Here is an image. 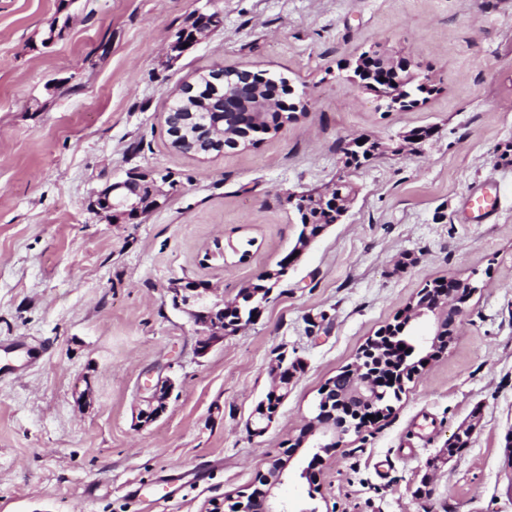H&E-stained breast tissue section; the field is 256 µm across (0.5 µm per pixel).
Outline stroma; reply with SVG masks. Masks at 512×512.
Wrapping results in <instances>:
<instances>
[{
	"label": "stroma",
	"instance_id": "1",
	"mask_svg": "<svg viewBox=\"0 0 512 512\" xmlns=\"http://www.w3.org/2000/svg\"><path fill=\"white\" fill-rule=\"evenodd\" d=\"M200 11L223 25L170 57ZM374 47L420 63L436 93L379 108L345 67ZM218 67L286 77L295 118L244 151L177 152L168 106ZM423 126L435 135L403 147ZM358 135L384 152L344 171ZM510 144L512 0H0V342L36 355L0 378V512H210L267 469L369 337L448 275L477 291L447 353L325 459L317 490L289 480L277 495L292 512H512ZM130 170L171 171L179 191L134 224L92 212L91 194ZM341 174L355 188L343 223L256 322L197 356L171 281L234 299L294 246L289 195ZM475 185L497 199L491 223L464 221ZM229 242L247 244L245 260L217 254ZM282 356L301 369L250 436ZM160 376L175 381L168 410L134 429ZM277 412H268L266 401L261 406L256 405L249 422L248 429L253 437H260L266 433L274 422Z\"/></svg>",
	"mask_w": 512,
	"mask_h": 512
}]
</instances>
